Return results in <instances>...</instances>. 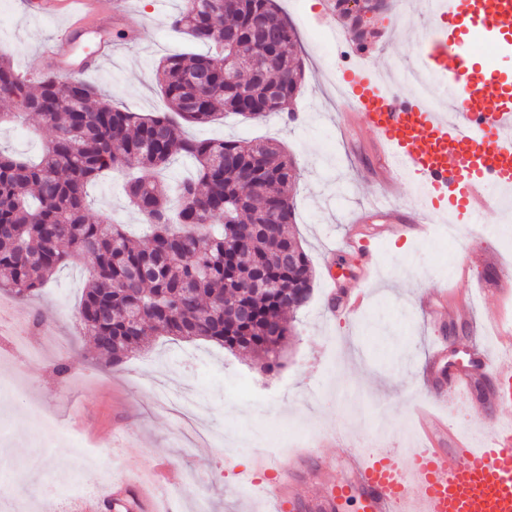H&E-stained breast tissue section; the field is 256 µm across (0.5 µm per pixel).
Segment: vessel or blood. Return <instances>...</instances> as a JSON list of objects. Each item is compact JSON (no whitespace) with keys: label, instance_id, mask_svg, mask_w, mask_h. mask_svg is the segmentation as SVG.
<instances>
[{"label":"vessel or blood","instance_id":"obj_1","mask_svg":"<svg viewBox=\"0 0 512 512\" xmlns=\"http://www.w3.org/2000/svg\"><path fill=\"white\" fill-rule=\"evenodd\" d=\"M99 0H38L40 16L64 21L61 35L45 42L43 57L64 70L79 67V36L92 34L90 60L111 58L114 45L108 27L89 28L88 17ZM431 24L414 32L421 49L419 65L447 80V109L437 112L419 98L387 90L378 78L375 60L386 53L388 39L364 44L337 28V51L348 52L356 65L336 71L341 89L342 123L360 124L377 148L376 163L388 182H407L414 189L409 205L394 204L380 195L372 204L384 213L387 229L396 236L417 234L420 225L453 215L458 222L476 223L490 206H501L512 194V76L503 74L474 50L482 43L493 49L512 45V0H451L430 10ZM346 246L360 250L363 282L343 295L340 305L356 313L369 302L366 278L375 270L373 254L355 233ZM482 294L497 303L485 316L493 330L491 344H477L468 367L448 373V385L435 392L437 400L481 399L499 410L512 406V313L502 303L512 300V267L500 266L499 281L482 286ZM417 304L439 322L469 317L468 304L454 292L440 298L418 296ZM490 377L484 393L479 378ZM420 446L410 453L346 451L353 480L336 483L335 497L309 496L307 484L274 480L263 486L276 512H296L307 502L311 512H335L336 501L358 496L363 512H512V421L490 424L481 442L449 426L445 417L418 415ZM178 512L177 503L162 507L158 488L131 483L119 497L101 493L76 498V512Z\"/></svg>","mask_w":512,"mask_h":512}]
</instances>
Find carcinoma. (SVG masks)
<instances>
[{
  "instance_id": "obj_1",
  "label": "carcinoma",
  "mask_w": 512,
  "mask_h": 512,
  "mask_svg": "<svg viewBox=\"0 0 512 512\" xmlns=\"http://www.w3.org/2000/svg\"><path fill=\"white\" fill-rule=\"evenodd\" d=\"M168 27L215 52L163 59L156 82L167 111L154 115L112 104L82 77L26 83L0 54V101L14 105L0 124L37 114L55 130L36 162L0 151V275L31 296L85 260L78 318L114 365L163 333L257 354L272 372L291 335L284 314L300 309L295 293L312 292V260L291 228L296 161L266 139L189 138L183 125L283 112L304 79L292 55L297 33L276 0H183ZM229 56L268 72L267 83L224 82ZM268 83L280 89L274 100ZM177 155L194 172L174 204L159 174ZM111 173L126 176L129 203L150 228L144 244L123 224L87 218L86 186Z\"/></svg>"
}]
</instances>
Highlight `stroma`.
<instances>
[{"instance_id":"1","label":"stroma","mask_w":512,"mask_h":512,"mask_svg":"<svg viewBox=\"0 0 512 512\" xmlns=\"http://www.w3.org/2000/svg\"><path fill=\"white\" fill-rule=\"evenodd\" d=\"M128 2L127 25L136 29V41L118 46L85 78L133 111L159 112L165 101L155 81L158 63L200 46L173 37L167 27L182 0ZM319 4L278 0L299 37L304 81L287 105L300 115L299 123H285L278 115L256 121L230 114L187 128L197 139L269 138L297 162L295 230L312 258L314 282L308 303L291 319L294 336L283 367L264 374L252 354L175 336L153 337L123 363L107 362L74 315L89 277L87 263L79 259L27 299L0 288V302L14 314L39 313L43 335L65 342L61 351L47 346L44 359L32 363L24 358L15 329L0 325V371L10 372L15 383L13 390L0 392V423L8 431L7 439L0 440V467L18 470L13 495L0 497V512H41L45 507L74 512L66 484L79 483L91 493H116L143 479L159 460L173 467L174 481L165 493L181 499L182 512H195L202 496L212 512H273L270 501L242 493L239 485L246 476L263 484L274 479V469L254 471L258 452L270 451L277 467H287L290 447H268L275 436L291 427L322 435L338 430L359 444L382 423L388 450L402 452L400 435L415 433L408 410L422 395L418 374L437 336L448 343L445 361L464 362L457 340L467 334V323L429 325L415 298L439 291L463 263L469 267V281H493L497 271L485 264L488 253L512 263V221L503 222L497 214H484L480 223L452 238L436 225L428 237L397 242L385 236L382 215L368 213V225L378 230L371 241L377 266L369 282L370 302L353 318L327 314V281L350 288L362 274L356 253L333 254L329 248L338 242L352 210L376 195L381 179L367 131L358 127L342 137L336 133V44L318 21ZM428 20L425 11L395 16L391 0H382L372 23L396 27L397 37L378 66H392L398 58L416 66L417 48L407 30ZM60 31L57 22L37 16L26 0H0V51L18 72L44 71L40 47ZM53 135L51 125L32 114L0 127V149L33 158ZM88 195L92 219L107 217L127 225L134 236L145 235L121 179L100 180L89 186ZM60 361L68 364L67 375L56 374ZM48 418L64 424L80 441L87 462L58 456L39 469H26V450ZM188 471L201 477L191 488L183 485ZM300 474L315 493L323 477H352L338 448L326 440L317 444Z\"/></svg>"}]
</instances>
